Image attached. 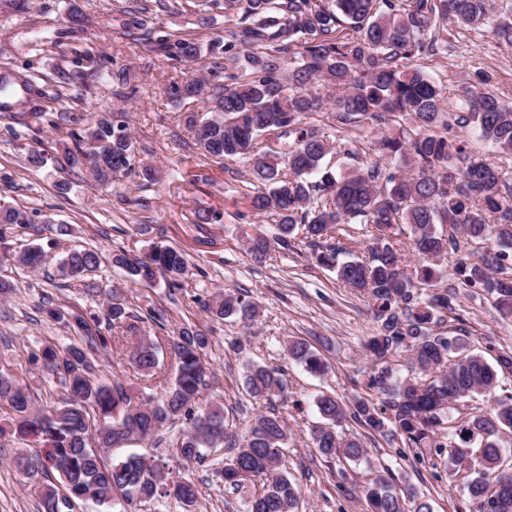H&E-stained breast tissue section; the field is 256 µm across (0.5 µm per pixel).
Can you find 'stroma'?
I'll return each mask as SVG.
<instances>
[{
    "mask_svg": "<svg viewBox=\"0 0 512 512\" xmlns=\"http://www.w3.org/2000/svg\"><path fill=\"white\" fill-rule=\"evenodd\" d=\"M24 2L19 11L0 0V78L9 83L0 92V203L33 212L34 223L1 241L0 253L18 254L38 245L49 250L50 258L37 271L15 262L0 264V279L12 287L0 299V366L28 386L38 405H55L62 388L27 369L28 355L44 340H72V331L47 311L92 315L101 308L102 289L113 288L138 319L143 335L162 337L193 327L209 336L207 357L214 378L197 404L203 410L223 404L229 430L240 431L267 408L247 392V366L283 369L288 392L296 399L284 412L292 436L283 468L301 488L298 512H368L361 489L380 474L410 488L405 512H414L419 497L427 498L434 512H478L467 471H450L441 460L404 457L401 440L369 434L349 420L344 434L361 438L367 449L361 463L325 459L312 445L310 431L320 421L316 397L325 393L346 403L363 393L369 370L363 344L379 325L365 296L340 285L333 271L312 259L303 226L295 227L287 245H273L265 261L248 253L249 238L272 234L277 218L252 210L259 184L245 158L216 162L197 149L187 119L199 105L176 101L169 93L173 84L194 77L218 85L228 83L230 76H243L240 56L205 50L196 60L174 61L144 39L149 33L173 41L192 38L206 46L239 30V15L228 16L215 7L208 23H201L196 0ZM144 4L152 6L156 17L149 28L140 11ZM74 9L87 19L82 28L69 24ZM71 47L89 52L99 70L82 91L46 110L37 90L43 79L71 68ZM419 65L446 86L449 98H456L461 84L485 82L512 103V48L501 45L492 29L479 35L455 31L447 53L420 59ZM25 77L30 80L26 87L20 84ZM90 111L128 113L137 174L99 186L85 168L59 172L71 131L83 127ZM308 122L328 141L348 143L357 155L369 154L375 137L370 127L341 125L330 107L310 115ZM36 151L44 161L34 167L27 157ZM62 178L69 183L64 194L56 188ZM202 210L218 214V221L198 223ZM156 244L188 255L190 270L180 287L161 278L150 286L134 284L111 263L113 253L139 256ZM75 247L98 249L101 269L82 281L60 279L56 267ZM444 268L436 288L455 294V311L434 324V333L463 336L489 359L512 353V316L499 314L485 293L461 291L452 263ZM221 291L245 296L257 305V315L250 320L221 318L205 310V303ZM290 339L305 340L318 350L329 363L328 372L316 376L289 359ZM132 349L124 342L114 353L100 356L103 370L125 386L153 394L154 381L134 368ZM41 452L39 445L20 437L0 443V512H39V489L57 481L58 474L52 470L28 478L14 458ZM227 455L220 449L203 465H175V473L191 477L201 491L197 512H246L255 483L235 489L213 475L215 461Z\"/></svg>",
    "mask_w": 512,
    "mask_h": 512,
    "instance_id": "stroma-1",
    "label": "stroma"
}]
</instances>
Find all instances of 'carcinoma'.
I'll list each match as a JSON object with an SVG mask.
<instances>
[{
  "label": "carcinoma",
  "mask_w": 512,
  "mask_h": 512,
  "mask_svg": "<svg viewBox=\"0 0 512 512\" xmlns=\"http://www.w3.org/2000/svg\"><path fill=\"white\" fill-rule=\"evenodd\" d=\"M224 11H242L240 42L254 47L244 54L243 79L200 98L201 80L178 85L180 100L202 103L208 123L207 141L198 142L213 161L245 156L255 179L266 186L252 198L254 210L275 212L277 235L257 236L248 252L260 261L271 244L287 243L295 226H306L316 262L336 272V280L372 301L380 322L365 345L371 364L366 389L384 396L376 404L357 395L345 405L321 395L316 407L324 423L311 431L312 444L326 459L357 462L366 448L337 427L349 419L385 437L401 436L415 457L447 456L461 469L478 462L468 489L480 512H512V490L492 494L490 485H512L500 452L503 437L512 434V395H494L498 371L512 372V355L490 363L455 336H435L430 325L439 314L455 312L454 296L425 293L442 275L439 262L457 255L455 272L469 288L494 300L499 312L512 313V170L497 160L472 154L463 137L454 134L475 127L502 154L512 155V107L485 87L462 88L461 104H451L446 88L413 61L444 52L449 29H476L493 21L488 0H214ZM155 48L166 57H198L202 45L193 39H158ZM295 50L300 60L287 71L282 54ZM76 68L62 72V83L80 87L95 68L88 54L75 52ZM288 76L290 88L283 85ZM336 89L332 106L343 125L362 124L379 131L373 157L361 167L334 173L322 160L332 143L304 121L321 108L312 93L315 83ZM417 121L415 134L393 133L399 113ZM293 138L283 151L256 153L255 141L271 129ZM133 140L112 136L102 113H89L87 124L72 132L66 149L70 167L86 166L95 181L101 176L89 167L93 154L117 161L112 175L134 169ZM341 224H362L373 241L368 256L338 261L339 247L331 232ZM448 225V230L438 225ZM32 227L21 208L0 209V240ZM409 235L420 261L405 263L403 235ZM481 244L477 253L468 245ZM33 270L47 263L46 252L33 247L19 258ZM131 282L146 284L163 277L180 285L188 271L184 253L155 246L141 257L112 256ZM100 253L70 251L60 266L65 278L80 279L96 272ZM218 316L257 314L255 305L232 293H220L208 306ZM77 335L59 347L47 341L29 363L66 391L51 409L35 406L31 394L15 376L0 371V401L9 412L0 424V438H32L48 449L61 484L40 491V512H74L75 502L108 504L119 494L129 501L152 502L169 494L190 509L197 508L198 487L189 478L168 480L170 468L161 459L131 454L106 462L101 448H119L144 441L161 429L182 426L175 456L181 463H200L210 448L224 444V409L215 405L198 412L197 398L212 376L205 361L209 337L184 327L163 340L141 338L133 351L137 368L157 374L161 358L175 360L173 381L155 399H140L123 383L98 376V357L112 350L113 327L137 329L114 291L107 293L103 318L48 309ZM288 357L314 374L327 371L323 356L307 343L288 342ZM407 355V370L397 374L391 361ZM245 385L254 400L288 398L286 384L275 370L262 365L247 368ZM475 395L490 396L488 411L456 426L454 437L444 432L452 406ZM290 432L285 419L271 408L252 419L245 432L234 435L230 459L214 468L224 484L239 487L261 480L262 489L248 502L247 512H297L298 484L282 470ZM371 512H404L403 499L387 478L380 476L364 489Z\"/></svg>",
  "instance_id": "cac0c4a2"
}]
</instances>
